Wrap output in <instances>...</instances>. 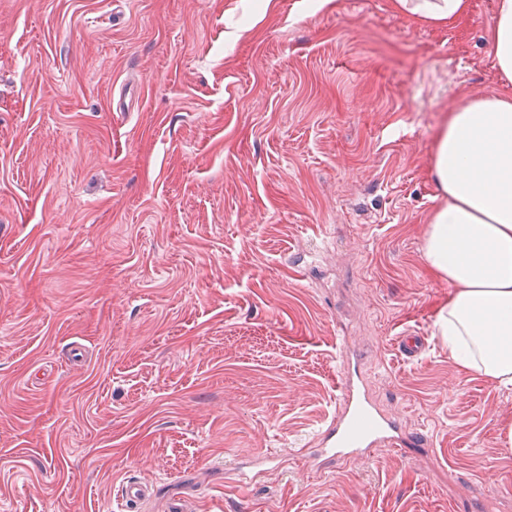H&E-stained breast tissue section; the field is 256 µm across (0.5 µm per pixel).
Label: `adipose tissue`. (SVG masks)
<instances>
[{
    "mask_svg": "<svg viewBox=\"0 0 512 512\" xmlns=\"http://www.w3.org/2000/svg\"><path fill=\"white\" fill-rule=\"evenodd\" d=\"M413 19L452 25L471 0H393ZM486 41L499 89L449 113L433 152L437 189L422 245L450 287L437 321L461 368L512 390V0H495Z\"/></svg>",
    "mask_w": 512,
    "mask_h": 512,
    "instance_id": "1",
    "label": "adipose tissue"
}]
</instances>
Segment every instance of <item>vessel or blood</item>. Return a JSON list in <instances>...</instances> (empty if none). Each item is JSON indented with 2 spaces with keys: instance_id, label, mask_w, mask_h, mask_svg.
<instances>
[{
  "instance_id": "1",
  "label": "vessel or blood",
  "mask_w": 512,
  "mask_h": 512,
  "mask_svg": "<svg viewBox=\"0 0 512 512\" xmlns=\"http://www.w3.org/2000/svg\"><path fill=\"white\" fill-rule=\"evenodd\" d=\"M339 392L334 419L321 432L317 447L308 451L318 472H332L337 464L363 459L370 449L380 446L399 449L424 447V440L416 434L400 430L396 421L385 415L378 416L369 430L355 431L357 415L374 409L361 378L355 373L349 372L342 377ZM150 493L151 487L146 482L128 481L123 489V497L129 512H135L138 504Z\"/></svg>"
}]
</instances>
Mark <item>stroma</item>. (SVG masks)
<instances>
[{
    "mask_svg": "<svg viewBox=\"0 0 512 512\" xmlns=\"http://www.w3.org/2000/svg\"><path fill=\"white\" fill-rule=\"evenodd\" d=\"M493 8L0 0V512H124L128 478L138 512L512 500V391L449 354L421 253L435 140L498 88ZM343 335L425 451L306 468ZM397 9L419 22L452 26L466 18L471 0H393ZM424 336H419L415 331H405L398 336L397 348L407 358L419 356L425 349ZM151 494V486L140 480L128 481L123 489L127 511L137 510V505Z\"/></svg>",
    "mask_w": 512,
    "mask_h": 512,
    "instance_id": "stroma-1",
    "label": "stroma"
}]
</instances>
